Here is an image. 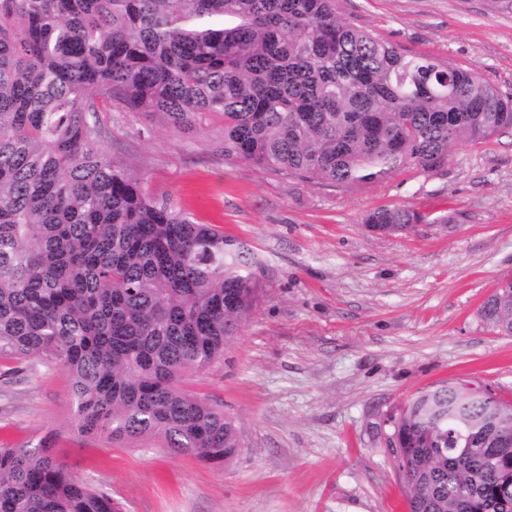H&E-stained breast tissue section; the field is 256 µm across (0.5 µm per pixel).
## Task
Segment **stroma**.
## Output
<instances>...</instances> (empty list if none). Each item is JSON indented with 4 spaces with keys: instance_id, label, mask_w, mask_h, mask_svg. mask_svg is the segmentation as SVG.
Masks as SVG:
<instances>
[{
    "instance_id": "stroma-1",
    "label": "stroma",
    "mask_w": 512,
    "mask_h": 512,
    "mask_svg": "<svg viewBox=\"0 0 512 512\" xmlns=\"http://www.w3.org/2000/svg\"><path fill=\"white\" fill-rule=\"evenodd\" d=\"M347 21L512 93V8L488 0H341ZM106 146L152 198L250 244L258 305L189 388L234 417L239 452L211 464L164 438L122 443L70 424L58 366L0 365V446L53 435L72 473L122 512H407L387 445L419 391L460 382L512 402V335L479 308L512 278V133L453 149L439 170L352 191L307 183L219 149L220 117L186 137L140 112H103ZM381 206L425 222L367 230Z\"/></svg>"
}]
</instances>
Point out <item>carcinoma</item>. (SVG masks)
Here are the masks:
<instances>
[{"instance_id":"cac0c4a2","label":"carcinoma","mask_w":512,"mask_h":512,"mask_svg":"<svg viewBox=\"0 0 512 512\" xmlns=\"http://www.w3.org/2000/svg\"><path fill=\"white\" fill-rule=\"evenodd\" d=\"M340 0H0V359L69 376L72 425L160 435L221 463L234 421L185 379L224 357L261 291L257 255L104 148L101 106L182 133L224 118V157L341 190L431 173L512 132V95L345 21ZM425 220L381 207L384 234ZM512 335V280L481 307ZM512 405L444 382L387 439L408 512H512ZM0 512H116L52 441L0 447Z\"/></svg>"}]
</instances>
